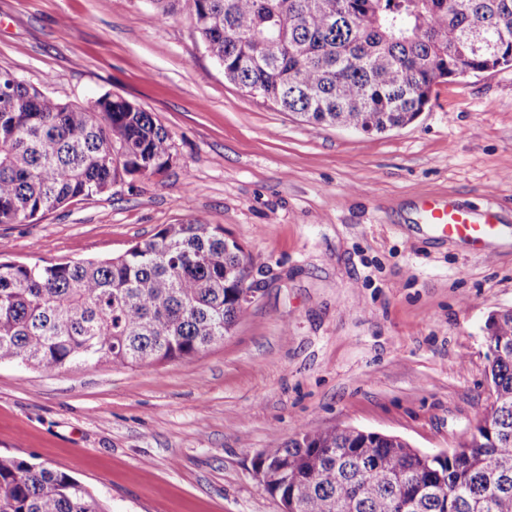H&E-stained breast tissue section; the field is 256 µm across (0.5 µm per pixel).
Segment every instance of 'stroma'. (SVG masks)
I'll return each mask as SVG.
<instances>
[{"mask_svg":"<svg viewBox=\"0 0 512 512\" xmlns=\"http://www.w3.org/2000/svg\"><path fill=\"white\" fill-rule=\"evenodd\" d=\"M0 70L86 104L109 93L172 136L161 172L0 224L9 259L124 253L168 224L223 225L261 291L193 359L0 365V453L81 480L108 512H282L257 453L356 427L437 453L492 401L485 322L512 308V240L425 232L422 198L512 232V68L437 84L411 124L312 130L224 77L182 11L152 0H0Z\"/></svg>","mask_w":512,"mask_h":512,"instance_id":"obj_1","label":"stroma"}]
</instances>
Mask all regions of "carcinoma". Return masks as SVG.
Listing matches in <instances>:
<instances>
[{"label":"carcinoma","mask_w":512,"mask_h":512,"mask_svg":"<svg viewBox=\"0 0 512 512\" xmlns=\"http://www.w3.org/2000/svg\"><path fill=\"white\" fill-rule=\"evenodd\" d=\"M183 3L224 77L311 128L414 122L433 87L512 67V0ZM173 159L151 113L62 102L0 70V224H25ZM252 258L220 225L168 224L121 255L0 261V364L57 370L190 360L249 312ZM494 399L448 454L352 427L301 430L256 456L285 512H512V309L485 323ZM0 512H107L77 478L0 455Z\"/></svg>","instance_id":"obj_1"}]
</instances>
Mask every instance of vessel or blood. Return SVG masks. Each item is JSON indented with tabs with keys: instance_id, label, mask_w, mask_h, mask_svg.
I'll return each mask as SVG.
<instances>
[{
	"instance_id": "vessel-or-blood-1",
	"label": "vessel or blood",
	"mask_w": 512,
	"mask_h": 512,
	"mask_svg": "<svg viewBox=\"0 0 512 512\" xmlns=\"http://www.w3.org/2000/svg\"><path fill=\"white\" fill-rule=\"evenodd\" d=\"M419 216L432 232L468 243L477 249L484 248L500 233L499 220L494 211L464 209L446 200L422 201Z\"/></svg>"
}]
</instances>
